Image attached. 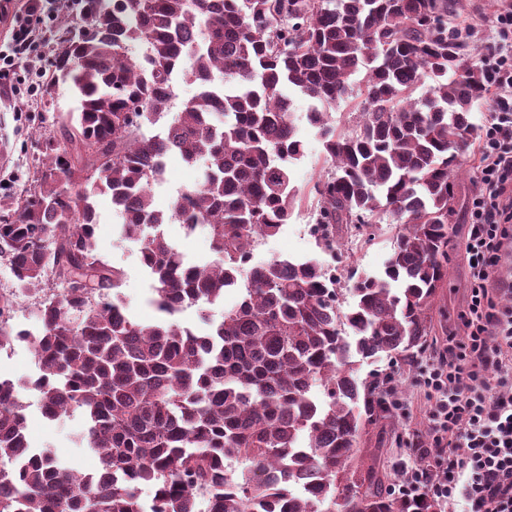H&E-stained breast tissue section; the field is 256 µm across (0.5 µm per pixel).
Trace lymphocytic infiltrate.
<instances>
[{"instance_id": "obj_1", "label": "lymphocytic infiltrate", "mask_w": 512, "mask_h": 512, "mask_svg": "<svg viewBox=\"0 0 512 512\" xmlns=\"http://www.w3.org/2000/svg\"><path fill=\"white\" fill-rule=\"evenodd\" d=\"M44 0L13 10V66L33 37L29 15ZM492 94V116L479 144V188L470 208L465 253L471 274L465 334L427 362L420 378L430 401L429 433L434 466L402 476L405 496L428 492L436 501L466 502L470 512H512V280L496 277L505 248L512 247V52L488 45L481 60Z\"/></svg>"}]
</instances>
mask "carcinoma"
Segmentation results:
<instances>
[{"instance_id": "obj_1", "label": "carcinoma", "mask_w": 512, "mask_h": 512, "mask_svg": "<svg viewBox=\"0 0 512 512\" xmlns=\"http://www.w3.org/2000/svg\"><path fill=\"white\" fill-rule=\"evenodd\" d=\"M81 12L88 32L59 27L49 78L78 106L0 218L15 292L47 286L52 267L58 288L37 333L0 326V348L26 341L38 364L0 380V512H198L200 497L208 512H438L426 494L392 497L374 466L354 468L392 392L358 381L351 358H413L448 279L455 177L487 97L475 55L448 30V0H81ZM180 77L196 92L170 117ZM286 88L316 102L307 119L331 165L311 189L323 241L388 216L396 243L378 275L354 280L345 312L316 260L288 258L254 266L215 319L257 240L302 202ZM353 92L359 120L339 130L329 112ZM171 154L202 169L165 211L152 186ZM102 193L153 280V323L129 317L125 272L100 249ZM173 223L207 226L213 258L187 261L165 233ZM190 307L208 333L181 323ZM22 390L49 420L82 414L99 471L79 476L31 446Z\"/></svg>"}]
</instances>
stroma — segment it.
<instances>
[{
    "mask_svg": "<svg viewBox=\"0 0 512 512\" xmlns=\"http://www.w3.org/2000/svg\"><path fill=\"white\" fill-rule=\"evenodd\" d=\"M451 5L452 29L460 31L465 26L476 25V33L469 38L472 45L484 46L501 41L494 23L493 0H451ZM31 25L38 33L35 43L18 59L14 68L0 71V204L23 196L29 189L40 134L55 133L54 116L73 111L76 106L69 86L61 82L55 86L51 107H43L39 96L28 93L31 77L36 71L47 69L55 49L54 25L36 17L32 18ZM504 44L512 50V38ZM309 106L308 98L294 96L292 117L305 143V155L295 166L293 176L295 184L306 192L328 169L322 143L307 121ZM478 159L477 144H470L465 156L467 172L456 179L448 280L431 302L432 330L420 354L406 362L384 355L354 359L358 380H390L402 403L401 409L395 410L391 417L366 427L357 452L361 460L375 463L385 487L394 493L401 487L402 472L413 469L424 453L429 402L419 378V368L442 350L449 338L464 334L462 314L468 302L470 270L463 252V240L469 229L468 211L479 176ZM196 180L195 167L187 165L178 156H170L163 183L153 188L156 206L168 209L178 192L192 187ZM97 206L101 249L113 266L126 273L121 292L127 311L138 321L152 322L158 316L150 303L152 280L139 263L137 246L121 239L109 197L99 196ZM313 209L314 202L310 199L299 205L284 230L265 240L257 249L256 261L274 257H314L323 265H335L338 277L344 280L353 273L375 274L382 270L398 233L394 224L385 219L372 224L352 249L347 246V235H340L333 251L328 252L308 231L313 222ZM20 397L26 405L27 432L34 446L51 449L74 469L85 473L97 471L99 460L96 454L78 443L83 428L81 415L51 422L43 417L34 394L24 391Z\"/></svg>",
    "mask_w": 512,
    "mask_h": 512,
    "instance_id": "stroma-1",
    "label": "stroma"
}]
</instances>
